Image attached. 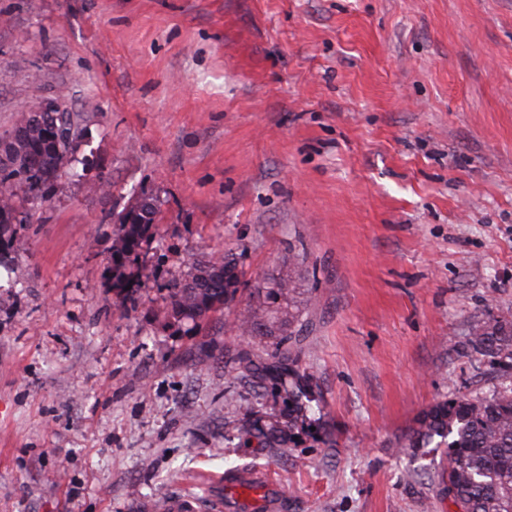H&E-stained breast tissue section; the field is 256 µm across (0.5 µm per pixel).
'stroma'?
Segmentation results:
<instances>
[{
  "instance_id": "35a3bbf8",
  "label": "stroma",
  "mask_w": 512,
  "mask_h": 512,
  "mask_svg": "<svg viewBox=\"0 0 512 512\" xmlns=\"http://www.w3.org/2000/svg\"><path fill=\"white\" fill-rule=\"evenodd\" d=\"M60 92L89 167L19 190L0 261V512H144L229 461L277 512H448L447 459L399 445L502 381L469 329L512 321V0H0V134ZM144 194L121 307L113 217ZM210 252L239 291L188 333L164 284ZM290 262L319 406L281 457L233 425L285 393L224 364Z\"/></svg>"
}]
</instances>
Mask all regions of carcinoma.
<instances>
[{
	"mask_svg": "<svg viewBox=\"0 0 512 512\" xmlns=\"http://www.w3.org/2000/svg\"><path fill=\"white\" fill-rule=\"evenodd\" d=\"M83 121L79 113L60 112L56 120L42 123L22 112L13 129L0 138L7 148L17 145L15 160L0 164V249L12 247L14 241L10 230L19 187L24 185L35 198L46 200L64 170L77 178L86 171L73 166ZM156 213V201L144 198L117 214L120 235L111 257L112 288L123 305L135 300L139 289L122 268L154 239ZM235 268L236 262L223 252L195 258L181 276L164 285L170 316L190 331L201 329L239 291ZM296 293L290 263L278 275L262 278L253 292L257 301L244 309L237 322V330L249 341L272 340L274 353L258 360L250 348H242L230 371L274 384L288 396V421L241 432L245 447L255 442L259 448L288 453L286 432L293 427V414L306 411L316 401L308 376L298 370L301 351L293 337L302 335L306 318ZM469 336L473 352L494 359L509 381L483 397L459 395L424 410L406 447L444 450L448 469L442 477L448 481L453 512H512V322L475 324Z\"/></svg>",
	"mask_w": 512,
	"mask_h": 512,
	"instance_id": "obj_1",
	"label": "carcinoma"
}]
</instances>
